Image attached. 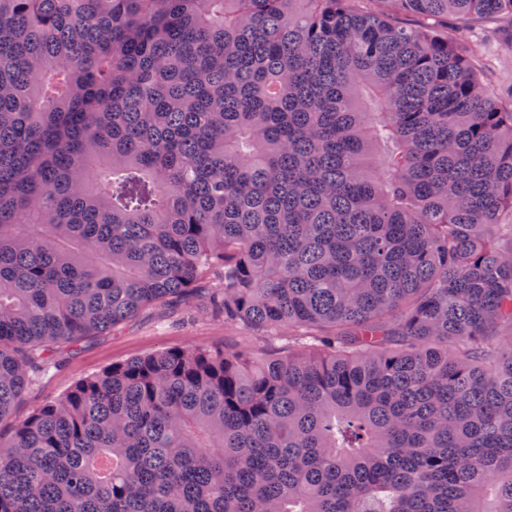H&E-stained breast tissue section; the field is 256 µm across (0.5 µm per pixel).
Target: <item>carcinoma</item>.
<instances>
[{"instance_id": "1", "label": "carcinoma", "mask_w": 512, "mask_h": 512, "mask_svg": "<svg viewBox=\"0 0 512 512\" xmlns=\"http://www.w3.org/2000/svg\"><path fill=\"white\" fill-rule=\"evenodd\" d=\"M504 16L0 0V423L215 276L288 329L76 380L0 434V512H512V105L460 38Z\"/></svg>"}]
</instances>
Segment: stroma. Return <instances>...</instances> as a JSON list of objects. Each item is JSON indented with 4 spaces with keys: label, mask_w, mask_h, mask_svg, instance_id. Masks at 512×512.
<instances>
[{
    "label": "stroma",
    "mask_w": 512,
    "mask_h": 512,
    "mask_svg": "<svg viewBox=\"0 0 512 512\" xmlns=\"http://www.w3.org/2000/svg\"><path fill=\"white\" fill-rule=\"evenodd\" d=\"M468 37L490 74L494 94L512 103V19L503 18L473 28ZM287 335L268 336L242 325L224 322L208 310L207 300L193 306L170 305L145 310L117 331L91 337L75 354L64 357L61 371L31 388L12 416L19 422L41 404L61 397L72 382L116 362L155 351L187 346L225 345L262 356L282 349Z\"/></svg>",
    "instance_id": "1"
}]
</instances>
